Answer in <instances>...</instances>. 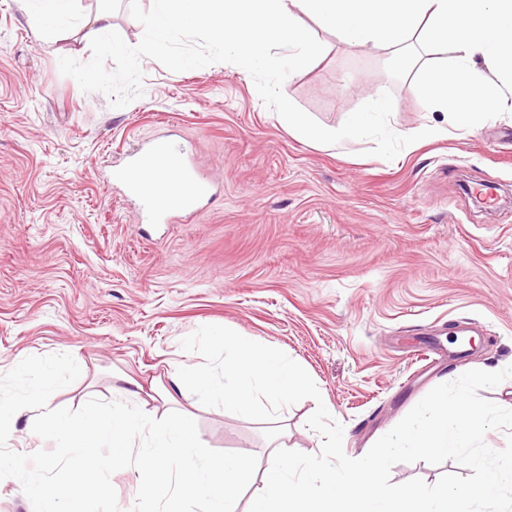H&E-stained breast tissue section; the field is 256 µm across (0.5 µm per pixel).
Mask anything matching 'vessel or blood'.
<instances>
[{"instance_id":"obj_1","label":"vessel or blood","mask_w":512,"mask_h":512,"mask_svg":"<svg viewBox=\"0 0 512 512\" xmlns=\"http://www.w3.org/2000/svg\"><path fill=\"white\" fill-rule=\"evenodd\" d=\"M167 179L191 182L194 191L174 204L160 205L156 200L158 184ZM111 180L138 201L143 219L152 223L168 224L179 214L195 213L198 202L211 191L210 180L189 163L185 149L166 138L138 148L127 163L113 165Z\"/></svg>"}]
</instances>
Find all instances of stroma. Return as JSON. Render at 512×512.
Listing matches in <instances>:
<instances>
[{
    "label": "stroma",
    "mask_w": 512,
    "mask_h": 512,
    "mask_svg": "<svg viewBox=\"0 0 512 512\" xmlns=\"http://www.w3.org/2000/svg\"><path fill=\"white\" fill-rule=\"evenodd\" d=\"M110 9L127 44L142 25L128 0ZM322 57L282 90L327 128L370 92H391V127L446 124L390 161L372 141L328 148L283 128L240 66L173 72L146 58L142 97L113 107L62 75L91 57L81 27L41 35L29 0H0V374L32 355L67 353L83 374L53 403L123 399L122 377L154 395L155 418L179 412L211 449L269 461L265 424L163 390L183 364V337L228 327L278 348L312 377L363 457L432 388L475 365H512V112L470 131L444 121L415 80L377 48L349 49L316 29ZM186 146L217 193L177 224H141L105 177L143 141ZM494 186L478 206L471 189ZM448 350L430 365L429 344ZM317 401L284 411L287 449L319 453L306 421Z\"/></svg>",
    "instance_id": "35a3bbf8"
}]
</instances>
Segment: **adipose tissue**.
Instances as JSON below:
<instances>
[{
    "label": "adipose tissue",
    "instance_id": "adipose-tissue-1",
    "mask_svg": "<svg viewBox=\"0 0 512 512\" xmlns=\"http://www.w3.org/2000/svg\"><path fill=\"white\" fill-rule=\"evenodd\" d=\"M34 22L52 31L74 26L98 38L111 15L83 17L76 0H32ZM149 43L180 26L202 31L225 56L270 80L317 61L312 19L350 47L374 45L411 65L425 99L474 124L512 111V0H156Z\"/></svg>",
    "mask_w": 512,
    "mask_h": 512
}]
</instances>
